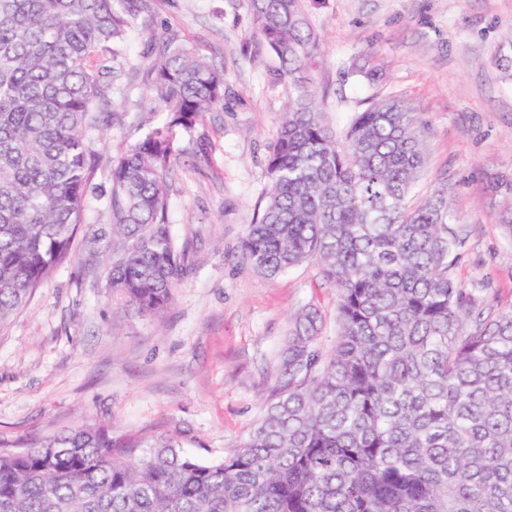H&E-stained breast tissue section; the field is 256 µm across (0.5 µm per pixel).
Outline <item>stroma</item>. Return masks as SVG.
Returning <instances> with one entry per match:
<instances>
[{
	"label": "stroma",
	"instance_id": "obj_1",
	"mask_svg": "<svg viewBox=\"0 0 512 512\" xmlns=\"http://www.w3.org/2000/svg\"><path fill=\"white\" fill-rule=\"evenodd\" d=\"M311 23L327 119L344 133L369 95L396 91L426 124L420 194L447 189L461 239L453 273L485 280L486 300L512 306V237L497 223L482 176L512 170V0H326ZM126 48L107 131H90L95 186L110 161L156 124L146 38L155 31L222 64L223 111L182 136L170 186L172 233L192 271L161 313H139L86 275L81 249L0 329V449L83 424L113 437L185 430V449L216 461L241 447L276 396L289 320L304 306L336 333V291L316 263L268 278L241 244L264 190L265 160L291 94L273 83L277 57L253 33L246 0H145ZM383 79L350 76L369 48Z\"/></svg>",
	"mask_w": 512,
	"mask_h": 512
}]
</instances>
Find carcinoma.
<instances>
[{"mask_svg": "<svg viewBox=\"0 0 512 512\" xmlns=\"http://www.w3.org/2000/svg\"><path fill=\"white\" fill-rule=\"evenodd\" d=\"M322 0H247L292 90L242 254L274 277L313 261L337 294L336 339L306 307L282 351L277 398L242 447L205 462L182 434L119 444L105 425L0 450V512H512V307L452 275L448 193L413 201L425 126L403 96L370 99L339 138L316 88ZM137 0H0V327L71 258L140 312L187 279L169 180L224 68L152 34L157 125L112 158L107 223L87 135L104 130ZM512 237V173L485 175Z\"/></svg>", "mask_w": 512, "mask_h": 512, "instance_id": "carcinoma-1", "label": "carcinoma"}]
</instances>
